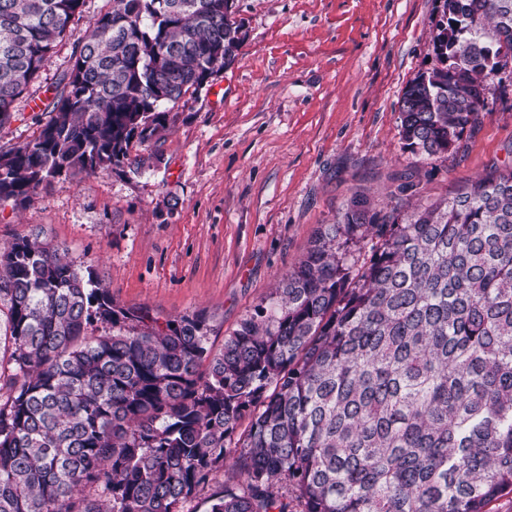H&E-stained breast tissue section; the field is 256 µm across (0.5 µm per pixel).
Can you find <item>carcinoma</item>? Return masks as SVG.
<instances>
[{
    "label": "carcinoma",
    "mask_w": 512,
    "mask_h": 512,
    "mask_svg": "<svg viewBox=\"0 0 512 512\" xmlns=\"http://www.w3.org/2000/svg\"><path fill=\"white\" fill-rule=\"evenodd\" d=\"M109 2L39 135L0 150V203L124 167L243 41L234 0ZM83 4L0 0V126ZM434 50L401 100L429 157L512 64V0H444ZM0 300V512H197L224 468L236 483L205 512H491L512 494V167L401 224L353 200L218 354L204 314L121 306L36 238L0 249Z\"/></svg>",
    "instance_id": "cac0c4a2"
}]
</instances>
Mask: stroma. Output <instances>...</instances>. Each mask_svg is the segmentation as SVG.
I'll use <instances>...</instances> for the list:
<instances>
[{"instance_id": "stroma-1", "label": "stroma", "mask_w": 512, "mask_h": 512, "mask_svg": "<svg viewBox=\"0 0 512 512\" xmlns=\"http://www.w3.org/2000/svg\"><path fill=\"white\" fill-rule=\"evenodd\" d=\"M108 0H85L71 32L0 127V148L35 138L56 78ZM442 0H235L234 60L170 108L137 171L58 178L20 209L0 205V245L37 237L92 267L127 307L205 312L224 340L352 199L405 219L512 166V74L475 124L432 158L401 138V100L437 67Z\"/></svg>"}]
</instances>
